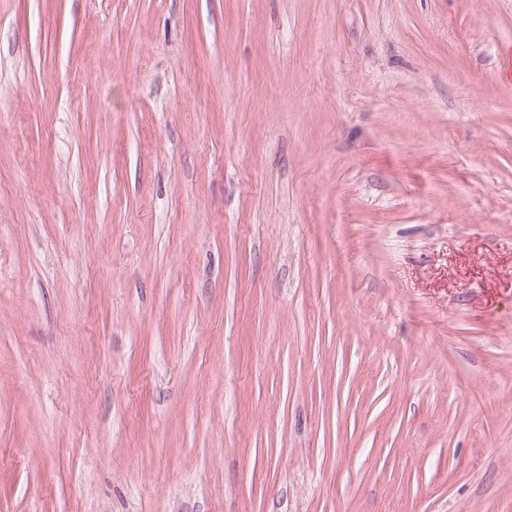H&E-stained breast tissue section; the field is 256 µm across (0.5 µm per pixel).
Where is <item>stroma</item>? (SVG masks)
Instances as JSON below:
<instances>
[{
  "label": "stroma",
  "instance_id": "1",
  "mask_svg": "<svg viewBox=\"0 0 512 512\" xmlns=\"http://www.w3.org/2000/svg\"><path fill=\"white\" fill-rule=\"evenodd\" d=\"M0 512H512V0H0Z\"/></svg>",
  "mask_w": 512,
  "mask_h": 512
}]
</instances>
